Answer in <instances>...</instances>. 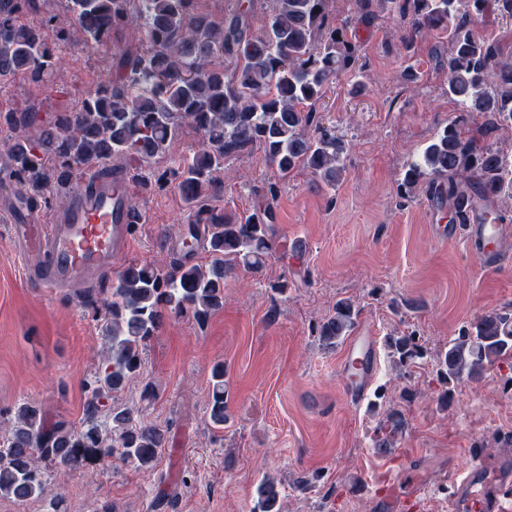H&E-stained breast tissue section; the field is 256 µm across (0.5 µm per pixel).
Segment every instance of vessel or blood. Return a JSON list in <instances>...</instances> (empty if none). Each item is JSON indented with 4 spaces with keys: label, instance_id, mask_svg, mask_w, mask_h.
Masks as SVG:
<instances>
[{
    "label": "vessel or blood",
    "instance_id": "1",
    "mask_svg": "<svg viewBox=\"0 0 512 512\" xmlns=\"http://www.w3.org/2000/svg\"><path fill=\"white\" fill-rule=\"evenodd\" d=\"M137 218L138 209L125 181L98 172L73 192L68 210L51 223L14 225V241L21 251L36 258L30 276L53 292L110 272L124 257L127 226ZM501 230V225L485 223L475 214L467 224L449 225L448 237L482 247L498 264L504 259L498 246ZM374 363L373 337L362 333L352 337L343 360L350 396L363 394ZM510 496L512 460L497 459L456 477L448 512H503V501Z\"/></svg>",
    "mask_w": 512,
    "mask_h": 512
}]
</instances>
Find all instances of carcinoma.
I'll list each match as a JSON object with an SVG mask.
<instances>
[{
	"instance_id": "carcinoma-1",
	"label": "carcinoma",
	"mask_w": 512,
	"mask_h": 512,
	"mask_svg": "<svg viewBox=\"0 0 512 512\" xmlns=\"http://www.w3.org/2000/svg\"><path fill=\"white\" fill-rule=\"evenodd\" d=\"M194 0H68L69 21L43 28L21 22L33 0H0V83L16 74L53 82L60 46L75 41L103 45L112 32L129 26L144 30L139 51L117 58V77L88 94L78 109L42 117L26 108L3 119L8 165L0 184L12 185L30 204L64 205L63 193L49 187L68 185L76 172L119 160L145 165L144 190L170 187L193 211L194 222L178 231L181 242L207 249L209 261L195 264L175 258L164 267L126 265L102 300L92 292L85 303L101 313L105 366L85 385L78 428L64 420L46 421L40 403L28 400L15 411V423L0 443V497L24 502L48 494L46 466L64 477L114 456L137 470H149L169 447L168 429L147 424L138 409L107 405L142 369V353L171 316L205 323L224 306V280L235 265L259 272L280 243L271 205L235 220L210 205L224 190V159L263 148L268 164L286 174L303 166L328 186L343 170V146L336 127L308 110L334 77L355 79L352 92L366 89L353 21L372 22L386 11L409 17L401 35L405 46L425 33L448 34L446 53L432 56L448 71V96L465 111L486 118L492 131L512 130V59L501 58L498 45L476 28L490 12L512 21V0H352L354 14L335 21L329 0H275L261 32H251L252 3L239 0L228 24L198 16ZM235 62L224 73V60ZM202 134L190 159L172 154L184 124ZM168 159L156 168L151 160ZM506 155L481 148L466 136L464 119L448 123L425 147L422 158L404 171L401 191L411 195L423 184L435 187L448 223L464 222L466 204L491 224L501 221L494 203L512 200V174ZM354 306L341 301L315 328L322 345L333 348L351 331ZM386 345L401 366L421 356L415 338L389 336ZM512 355V313L491 311L464 326L438 358L439 374L450 383L479 379L501 358ZM208 422L217 429L228 419L224 363L211 368ZM399 413L387 415L374 447H394L404 429ZM252 512H283L276 481L263 477Z\"/></svg>"
}]
</instances>
